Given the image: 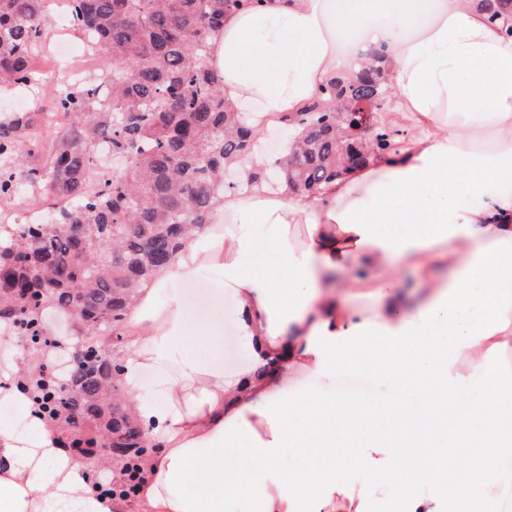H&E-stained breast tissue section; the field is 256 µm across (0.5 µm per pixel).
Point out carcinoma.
Masks as SVG:
<instances>
[{"instance_id":"carcinoma-1","label":"carcinoma","mask_w":512,"mask_h":512,"mask_svg":"<svg viewBox=\"0 0 512 512\" xmlns=\"http://www.w3.org/2000/svg\"><path fill=\"white\" fill-rule=\"evenodd\" d=\"M67 2L87 51L109 52L112 67L49 92V109L68 122L48 138L40 109L0 119V201L19 176L55 206L35 228L0 226V326L18 327L35 352L51 343L68 358L61 378L41 364L19 376L60 446L89 462L117 448L133 478L148 448L106 348L123 343L138 290L210 223L224 191L240 187L225 175L259 147V134L226 107L208 57L224 15L261 0ZM477 5L512 36V0ZM49 32L46 0H0V94L40 93L46 78L36 60ZM384 59L373 52L371 63L329 79L316 99L278 119L291 148L283 169L263 178L314 196L391 150L379 120L393 95ZM107 153L122 159V173L105 163ZM48 308L73 318L76 342L46 338Z\"/></svg>"}]
</instances>
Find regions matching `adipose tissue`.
Returning <instances> with one entry per match:
<instances>
[{
	"instance_id": "ef3b65f1",
	"label": "adipose tissue",
	"mask_w": 512,
	"mask_h": 512,
	"mask_svg": "<svg viewBox=\"0 0 512 512\" xmlns=\"http://www.w3.org/2000/svg\"><path fill=\"white\" fill-rule=\"evenodd\" d=\"M355 21L388 54L393 148L312 198L272 191L259 175L279 158L256 152L218 222L141 290L132 352L118 361L150 448L134 512H224L241 497L253 512H377L372 497L325 479L356 465L370 485L395 488L394 512H442L451 494L460 512H495L500 475L471 462L512 453V373L486 366L512 343V37L469 0H442L432 15L426 0H264L225 16L208 63L225 104L257 130L358 70L360 52L335 39ZM401 263L426 290L414 308L387 275ZM206 266L237 303L249 362L232 374L219 319L192 322L180 302L156 299ZM359 288L372 289L371 304L356 302ZM353 348L395 400H284L290 373L335 374ZM0 403L27 422L21 433L0 425V512H124L93 491L26 392L0 391ZM296 405L312 412L305 426ZM290 451L305 461L300 476L282 468Z\"/></svg>"
}]
</instances>
